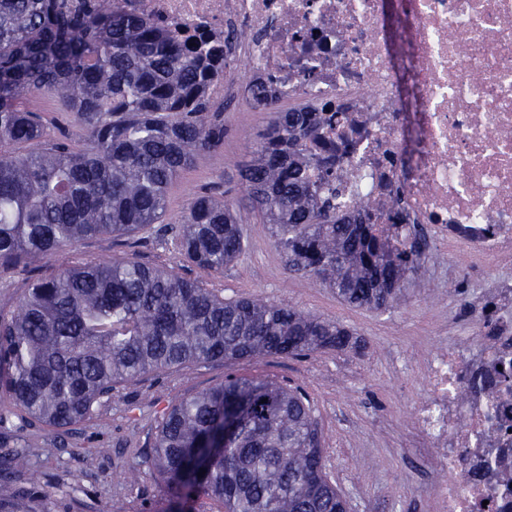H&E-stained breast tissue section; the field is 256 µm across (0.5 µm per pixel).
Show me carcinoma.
Wrapping results in <instances>:
<instances>
[{"mask_svg": "<svg viewBox=\"0 0 512 512\" xmlns=\"http://www.w3.org/2000/svg\"><path fill=\"white\" fill-rule=\"evenodd\" d=\"M84 2L0 0V268L25 270L89 237L161 223L170 184L224 144V113L205 93L224 45L179 40L115 0ZM42 93L74 118L82 145L26 109ZM319 127L309 112L270 113L240 169L248 204L204 192L163 232L185 265L221 273L243 252L241 225L256 212L290 272L354 307L398 305L423 252L414 240L392 248L377 225L353 224L321 197L305 157ZM31 144L40 149L19 151ZM362 348L343 326L289 303L226 299L126 258L61 262L0 301V402L31 424L65 428L117 385L186 364ZM321 440L300 390L229 374L164 410L142 465L224 512H342ZM29 452L1 434L0 473L25 475ZM0 512L43 510L20 487L0 495Z\"/></svg>", "mask_w": 512, "mask_h": 512, "instance_id": "obj_1", "label": "carcinoma"}]
</instances>
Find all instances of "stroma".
I'll list each match as a JSON object with an SVG mask.
<instances>
[{"mask_svg":"<svg viewBox=\"0 0 512 512\" xmlns=\"http://www.w3.org/2000/svg\"><path fill=\"white\" fill-rule=\"evenodd\" d=\"M268 119L265 113L225 112L223 145L198 156L172 182L165 221H177L205 190L242 198L238 171ZM243 238V253L224 272L195 267L190 278L227 298L259 296L341 323L366 341V349L268 356L229 367L190 364L134 379L104 398L90 420L66 432L51 433L18 412L0 410V432L15 434L33 450L32 490L47 512H218L219 503L173 493L150 471L135 484L126 473L150 452L162 407L221 384L230 372L305 391L322 429L326 470L351 512H435L436 478L412 445L409 409L427 392L423 362L432 346L466 340L476 328L474 311L462 302L475 300L485 287L471 280L464 256L452 247L425 254L404 301L378 312L350 307L314 280L289 273L260 216L244 224ZM123 257L182 269L177 245L154 228L129 240L92 237L68 255L80 262Z\"/></svg>","mask_w":512,"mask_h":512,"instance_id":"1","label":"stroma"}]
</instances>
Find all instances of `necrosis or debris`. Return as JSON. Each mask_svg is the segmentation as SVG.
I'll list each match as a JSON object with an SVG mask.
<instances>
[{
  "label": "necrosis or debris",
  "mask_w": 512,
  "mask_h": 512,
  "mask_svg": "<svg viewBox=\"0 0 512 512\" xmlns=\"http://www.w3.org/2000/svg\"><path fill=\"white\" fill-rule=\"evenodd\" d=\"M184 38L234 33L211 84L243 111L316 112L306 157L339 213L460 245L468 271L512 268V0H117ZM477 336L433 353L412 405L443 486L437 512H512V384L472 392L512 360V278Z\"/></svg>",
  "instance_id": "4bbe7bcc"
}]
</instances>
